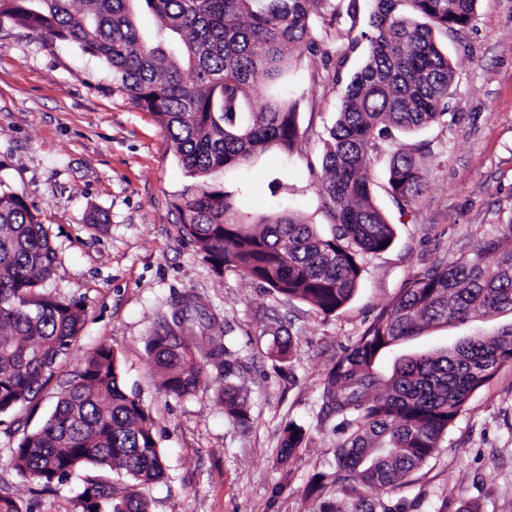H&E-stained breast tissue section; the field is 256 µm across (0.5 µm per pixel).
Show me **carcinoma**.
<instances>
[{
    "mask_svg": "<svg viewBox=\"0 0 512 512\" xmlns=\"http://www.w3.org/2000/svg\"><path fill=\"white\" fill-rule=\"evenodd\" d=\"M360 0H0L5 19L49 40L72 41L103 59L137 106L166 126L180 161L196 181L177 204L181 231L198 243L214 271L232 272L324 315L344 307L362 279L366 254L387 250L395 227L376 204L370 170L389 155L387 193L412 206L424 178L428 145L385 144L391 129L448 123L455 67L438 36L471 21L477 0H376L374 33L364 64L349 80L338 118L324 142L317 175L329 235L276 212L242 220L235 192L210 181L267 150L290 154L298 137L297 101L288 73L320 51L312 18L356 24ZM142 10L156 19L144 36ZM495 260L487 261L488 255ZM57 254L25 201L0 192V417L33 403L67 357L84 323L80 301L44 292ZM512 313V243L485 242L465 258L412 282L330 370L326 416L348 432L336 448L341 495L318 512H396L374 492L392 487L433 457L470 396L512 361V329L467 336L453 347L395 357L388 378L381 359L435 327H458ZM215 317L191 295L173 305L149 340L158 389L196 390L208 363L224 367L219 399L225 415L247 420L232 377L226 340L212 335ZM196 329L195 342L185 333ZM288 423L281 456L307 445ZM13 466L42 490L84 471L75 500L81 512H148L144 486L163 475L155 424L129 390L115 352L89 354L58 396L54 411L25 434Z\"/></svg>",
    "mask_w": 512,
    "mask_h": 512,
    "instance_id": "carcinoma-1",
    "label": "carcinoma"
}]
</instances>
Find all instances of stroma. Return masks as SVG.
<instances>
[{
  "instance_id": "35a3bbf8",
  "label": "stroma",
  "mask_w": 512,
  "mask_h": 512,
  "mask_svg": "<svg viewBox=\"0 0 512 512\" xmlns=\"http://www.w3.org/2000/svg\"><path fill=\"white\" fill-rule=\"evenodd\" d=\"M370 11V0H363L357 23L313 25L321 50L346 56L344 77L363 65ZM441 42L456 68L448 99L456 120L396 133L399 144H431L422 160L425 188L410 208L399 209L386 191L387 157L375 162L374 196L395 239L364 257L355 296L327 317L248 279L215 273L180 231L176 205L193 179L165 126L118 89L106 62L78 44L0 23V191L21 196L48 230L57 263L46 291L80 300L85 312L71 354L37 409L18 407L0 425V495L33 512H79L78 477L42 494L13 469L12 455L23 434L53 410L84 356L106 345L156 422L165 476L145 489L150 512H316L320 500L338 496L330 478L320 497L307 493L314 474L333 472L341 439L335 419L320 418L328 372L411 278L482 241L512 237V0H478L469 25ZM332 75L317 57L302 59L293 72L300 135L290 156L269 151L213 173L238 191L250 219L278 210L329 233L314 170L340 109L343 88ZM96 213L106 217L108 231L92 228ZM185 292L201 298L217 317L215 334L230 341L246 424L224 414L221 367L206 365L190 395L157 389L147 343ZM503 328H512L511 315L431 329L399 351L441 348ZM286 335L293 350L281 360L272 347ZM291 422L303 425L310 441L285 458L280 448ZM379 496L405 512H458L466 501L480 512H512V362L472 394L434 456L405 485Z\"/></svg>"
}]
</instances>
